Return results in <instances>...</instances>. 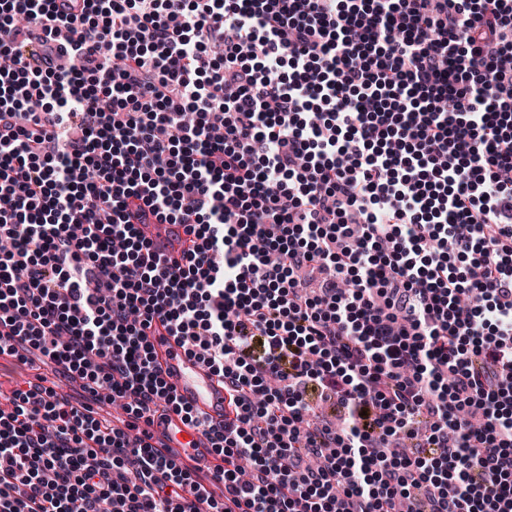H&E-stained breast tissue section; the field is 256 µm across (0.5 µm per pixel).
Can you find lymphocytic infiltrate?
Returning <instances> with one entry per match:
<instances>
[{"mask_svg": "<svg viewBox=\"0 0 512 512\" xmlns=\"http://www.w3.org/2000/svg\"><path fill=\"white\" fill-rule=\"evenodd\" d=\"M0 55V356L188 421L165 323L235 406L233 512H512V0H0ZM9 403L0 512H199L53 389ZM148 236L158 251L171 254L179 250L180 238L184 237L183 226L171 224H148Z\"/></svg>", "mask_w": 512, "mask_h": 512, "instance_id": "1", "label": "lymphocytic infiltrate"}]
</instances>
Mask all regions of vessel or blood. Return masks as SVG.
<instances>
[{"instance_id": "1", "label": "vessel or blood", "mask_w": 512, "mask_h": 512, "mask_svg": "<svg viewBox=\"0 0 512 512\" xmlns=\"http://www.w3.org/2000/svg\"><path fill=\"white\" fill-rule=\"evenodd\" d=\"M149 237L158 251L171 254L179 250L183 228L179 225L152 224ZM163 375L177 398L210 425L220 427L228 411L224 381L197 358L187 355L177 337L169 335L161 324L147 332ZM147 445L196 478L210 475L215 465L212 443L205 430L184 422L173 413L151 414L146 425Z\"/></svg>"}]
</instances>
